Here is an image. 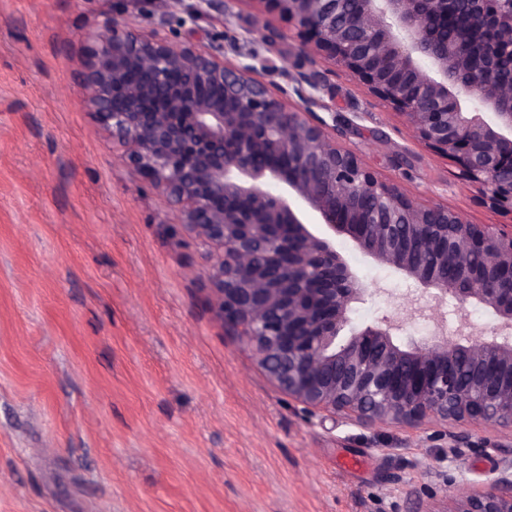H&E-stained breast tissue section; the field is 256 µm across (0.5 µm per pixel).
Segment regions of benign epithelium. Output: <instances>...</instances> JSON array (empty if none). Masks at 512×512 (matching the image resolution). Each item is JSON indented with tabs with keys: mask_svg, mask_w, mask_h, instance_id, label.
Masks as SVG:
<instances>
[{
	"mask_svg": "<svg viewBox=\"0 0 512 512\" xmlns=\"http://www.w3.org/2000/svg\"><path fill=\"white\" fill-rule=\"evenodd\" d=\"M255 2L295 24L300 65L333 60L447 157L478 202L512 216V80L500 78L512 66V0ZM450 16L465 23L450 29ZM86 42L85 107L178 208L214 259L224 324L306 415L512 430V223L473 224L381 178L311 110L325 87L317 71L288 76L286 87L262 81L265 59L234 38L205 45L191 30L175 44L119 18ZM294 97L306 107L291 106ZM308 210L414 296L488 307L496 323L466 336L444 315L446 330L406 342V320L353 325L352 304L368 288L304 222ZM448 448L464 457L467 437L448 431ZM498 453L481 489L446 499L441 512H512V452Z\"/></svg>",
	"mask_w": 512,
	"mask_h": 512,
	"instance_id": "7a95c632",
	"label": "benign epithelium"
}]
</instances>
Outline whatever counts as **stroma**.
Wrapping results in <instances>:
<instances>
[{"instance_id": "obj_1", "label": "stroma", "mask_w": 512, "mask_h": 512, "mask_svg": "<svg viewBox=\"0 0 512 512\" xmlns=\"http://www.w3.org/2000/svg\"><path fill=\"white\" fill-rule=\"evenodd\" d=\"M167 0H0V512H428L475 489L512 430L465 424L474 452L440 470L446 423L366 429L299 404L216 313L212 262L178 209L125 162L82 102L85 38L118 16L161 28ZM194 26L295 59L292 24L224 0ZM337 130L386 179L477 224L506 218L447 158L331 61L316 59ZM371 287L355 324L403 315L407 283L337 237Z\"/></svg>"}]
</instances>
